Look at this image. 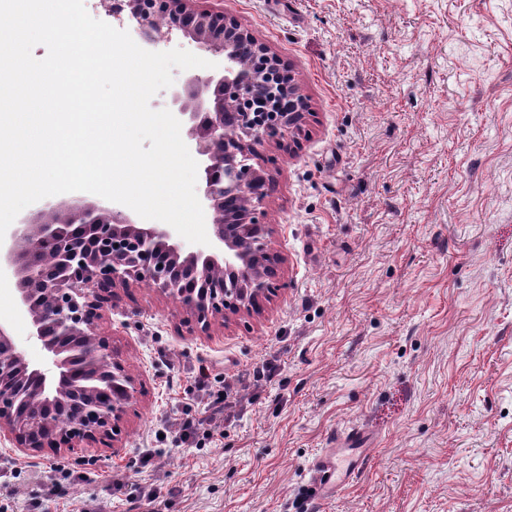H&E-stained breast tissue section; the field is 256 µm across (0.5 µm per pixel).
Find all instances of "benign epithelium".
Returning <instances> with one entry per match:
<instances>
[{"instance_id":"obj_1","label":"benign epithelium","mask_w":512,"mask_h":512,"mask_svg":"<svg viewBox=\"0 0 512 512\" xmlns=\"http://www.w3.org/2000/svg\"><path fill=\"white\" fill-rule=\"evenodd\" d=\"M190 0H100L142 42L176 37L222 59L191 74L165 101L198 159L210 245L185 252L172 228L135 223L96 201L47 202L20 216L0 243V274L46 351L34 366L0 325V440L25 452H74L117 435L135 401V379L99 323L112 288L144 281L208 332L274 291L279 258L261 210L269 175L254 144L301 130L307 104L292 74L235 19Z\"/></svg>"}]
</instances>
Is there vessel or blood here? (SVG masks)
<instances>
[{"mask_svg": "<svg viewBox=\"0 0 512 512\" xmlns=\"http://www.w3.org/2000/svg\"><path fill=\"white\" fill-rule=\"evenodd\" d=\"M366 441V431L352 429L337 435L332 448L326 449L314 459L310 484L313 498H323L332 492L341 491L362 471L365 464L363 447Z\"/></svg>", "mask_w": 512, "mask_h": 512, "instance_id": "obj_1", "label": "vessel or blood"}]
</instances>
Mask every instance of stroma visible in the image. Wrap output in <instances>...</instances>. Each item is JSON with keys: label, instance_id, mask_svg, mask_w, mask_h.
Here are the masks:
<instances>
[{"label": "stroma", "instance_id": "1", "mask_svg": "<svg viewBox=\"0 0 512 512\" xmlns=\"http://www.w3.org/2000/svg\"><path fill=\"white\" fill-rule=\"evenodd\" d=\"M199 4L289 65L310 110L256 147L279 289L203 333L147 283L116 287L99 330L141 383L120 436L64 458L0 443V512H512V0ZM13 288L0 319L41 363ZM228 387L243 409L183 443ZM353 427L363 472L308 499Z\"/></svg>", "mask_w": 512, "mask_h": 512}]
</instances>
